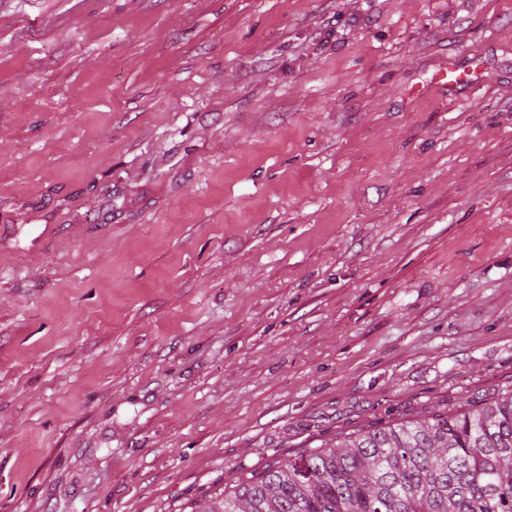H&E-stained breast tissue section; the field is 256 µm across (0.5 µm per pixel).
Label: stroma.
<instances>
[{
  "mask_svg": "<svg viewBox=\"0 0 512 512\" xmlns=\"http://www.w3.org/2000/svg\"><path fill=\"white\" fill-rule=\"evenodd\" d=\"M511 393L512 0H0V512Z\"/></svg>",
  "mask_w": 512,
  "mask_h": 512,
  "instance_id": "obj_1",
  "label": "stroma"
}]
</instances>
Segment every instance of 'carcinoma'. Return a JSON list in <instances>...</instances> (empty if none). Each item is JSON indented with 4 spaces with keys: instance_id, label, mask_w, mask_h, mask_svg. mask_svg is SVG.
Instances as JSON below:
<instances>
[{
    "instance_id": "cac0c4a2",
    "label": "carcinoma",
    "mask_w": 512,
    "mask_h": 512,
    "mask_svg": "<svg viewBox=\"0 0 512 512\" xmlns=\"http://www.w3.org/2000/svg\"><path fill=\"white\" fill-rule=\"evenodd\" d=\"M209 512H512V395L276 461Z\"/></svg>"
}]
</instances>
